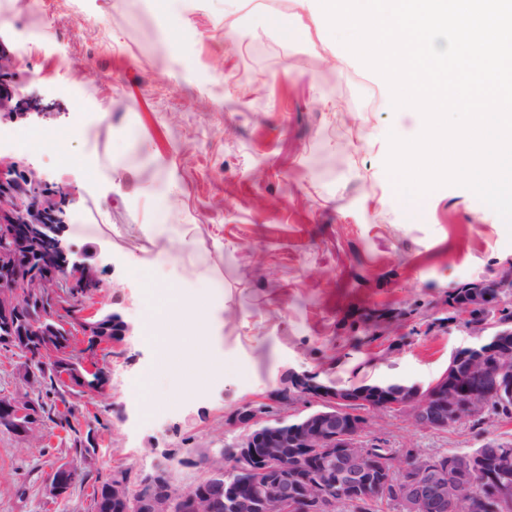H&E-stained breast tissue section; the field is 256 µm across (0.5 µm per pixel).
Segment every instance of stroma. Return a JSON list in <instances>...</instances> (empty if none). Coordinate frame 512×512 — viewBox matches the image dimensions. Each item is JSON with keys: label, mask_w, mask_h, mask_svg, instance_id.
Returning <instances> with one entry per match:
<instances>
[{"label": "stroma", "mask_w": 512, "mask_h": 512, "mask_svg": "<svg viewBox=\"0 0 512 512\" xmlns=\"http://www.w3.org/2000/svg\"><path fill=\"white\" fill-rule=\"evenodd\" d=\"M268 11L299 33L284 39ZM0 45L31 100L0 117V158L57 189L66 245L103 282L92 306L128 326L104 390L55 400L35 440L0 428V512H92L94 486L120 468L163 466L186 487L202 474L197 459L234 439L225 411L289 370L425 385L469 343L433 320L455 283L512 256V230L464 187L414 202L398 193L387 135L404 127L384 80L346 56L305 0H169L163 12L153 0H0ZM72 126L82 132L61 165L40 135ZM161 191L171 228L160 238L144 227ZM162 249L176 264L158 271ZM200 279L216 286L203 339L172 333L224 370L176 395V370L145 324ZM374 309L388 315L383 340L349 347L352 322ZM143 377L145 399L126 397ZM69 412L73 432L59 424ZM79 432L95 437L91 459L74 449ZM371 433L430 455L512 439V421L430 432L387 413ZM68 463L85 478L51 498L49 477Z\"/></svg>", "instance_id": "stroma-1"}]
</instances>
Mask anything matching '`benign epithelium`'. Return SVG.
<instances>
[{
  "label": "benign epithelium",
  "instance_id": "7a95c632",
  "mask_svg": "<svg viewBox=\"0 0 512 512\" xmlns=\"http://www.w3.org/2000/svg\"><path fill=\"white\" fill-rule=\"evenodd\" d=\"M13 57L0 48V113L13 112L27 99L6 77ZM56 191L32 170L15 162H0V328L13 331L22 297L54 300L59 310L69 309L73 299L64 285L79 278H95L97 270L74 259L67 248L66 220L55 202ZM512 307V259L492 272L459 282L448 295L441 313L461 325L477 348L467 373L489 378L487 385L462 396L465 375L448 364L428 386L402 384L398 389L354 392L322 383L308 371L293 370L288 380L258 400H248L224 415V425L237 432L231 447L236 472L242 484L226 483L225 469L212 466L224 458V449L200 459L204 476L188 488L169 496L143 493V484L112 476V501L124 512H336V482L356 486L364 473V443L369 419L379 413L402 412L412 423L430 431L446 430L459 418L456 408L464 402L465 418H486L491 402L512 398V379L497 364L486 361L481 346L504 352L500 363L512 361L507 354V337L512 321L501 322L504 309ZM26 414L25 404H11L1 423L23 441L30 440L37 422ZM304 448L323 465L317 483L321 491L300 489L297 472L288 468V456ZM479 461L443 465L430 461L420 473L407 480L397 492L399 512H443L470 494L467 475ZM78 477V468L65 464L49 478L48 493L64 497ZM224 485V499L217 501L203 490L208 482Z\"/></svg>",
  "mask_w": 512,
  "mask_h": 512
}]
</instances>
